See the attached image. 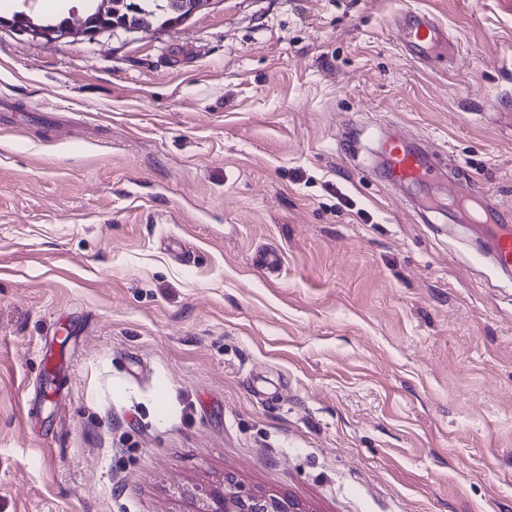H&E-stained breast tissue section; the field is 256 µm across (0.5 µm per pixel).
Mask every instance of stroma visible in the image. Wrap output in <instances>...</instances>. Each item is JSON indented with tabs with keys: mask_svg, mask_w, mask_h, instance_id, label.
I'll use <instances>...</instances> for the list:
<instances>
[{
	"mask_svg": "<svg viewBox=\"0 0 512 512\" xmlns=\"http://www.w3.org/2000/svg\"><path fill=\"white\" fill-rule=\"evenodd\" d=\"M14 11L0 512H193L228 475L302 512H512V279L418 217L452 178L512 207V0H214L92 42ZM393 124L445 180L384 183ZM397 28L400 45L412 59L423 60L448 45V34L444 27L427 12L405 13Z\"/></svg>",
	"mask_w": 512,
	"mask_h": 512,
	"instance_id": "stroma-1",
	"label": "stroma"
}]
</instances>
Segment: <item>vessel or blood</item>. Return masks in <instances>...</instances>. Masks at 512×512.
<instances>
[{
	"label": "vessel or blood",
	"instance_id": "b4317fda",
	"mask_svg": "<svg viewBox=\"0 0 512 512\" xmlns=\"http://www.w3.org/2000/svg\"><path fill=\"white\" fill-rule=\"evenodd\" d=\"M397 28L402 49L417 60L427 58L448 43V34L441 23L423 11L405 13ZM381 148L389 180L426 185L437 178V162L427 150L406 147L394 137L382 141ZM448 207L462 217L468 231L480 238L483 250L495 266L512 274V210L455 188L448 191Z\"/></svg>",
	"mask_w": 512,
	"mask_h": 512
}]
</instances>
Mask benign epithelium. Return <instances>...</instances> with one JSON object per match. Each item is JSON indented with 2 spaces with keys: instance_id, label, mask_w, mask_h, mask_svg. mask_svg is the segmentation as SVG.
<instances>
[{
  "instance_id": "7a95c632",
  "label": "benign epithelium",
  "mask_w": 512,
  "mask_h": 512,
  "mask_svg": "<svg viewBox=\"0 0 512 512\" xmlns=\"http://www.w3.org/2000/svg\"><path fill=\"white\" fill-rule=\"evenodd\" d=\"M22 31L48 40L84 38L94 41L97 37L112 33L94 21L78 20L64 29H40L26 26ZM197 512H300L299 505L286 496L274 493L247 491L230 476L224 477L221 486L206 489L194 496Z\"/></svg>"
}]
</instances>
